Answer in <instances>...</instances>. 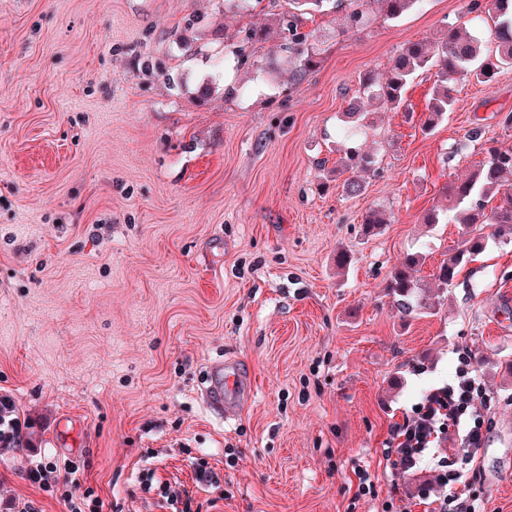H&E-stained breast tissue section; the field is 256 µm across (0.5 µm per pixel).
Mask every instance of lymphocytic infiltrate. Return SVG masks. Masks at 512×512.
<instances>
[{
    "label": "lymphocytic infiltrate",
    "mask_w": 512,
    "mask_h": 512,
    "mask_svg": "<svg viewBox=\"0 0 512 512\" xmlns=\"http://www.w3.org/2000/svg\"><path fill=\"white\" fill-rule=\"evenodd\" d=\"M458 362L451 382L427 391L410 415L391 425L384 453L392 476L401 480L427 464H436L437 494L420 495L427 512H477L465 488L470 472L477 468V450L486 438L482 417L491 407V397L470 353H460ZM446 442L460 445L463 451L459 466L453 469L439 455Z\"/></svg>",
    "instance_id": "f902f5d3"
}]
</instances>
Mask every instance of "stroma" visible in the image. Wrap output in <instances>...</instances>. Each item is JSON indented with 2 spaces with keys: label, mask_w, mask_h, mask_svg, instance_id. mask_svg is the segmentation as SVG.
I'll return each instance as SVG.
<instances>
[{
  "label": "stroma",
  "mask_w": 512,
  "mask_h": 512,
  "mask_svg": "<svg viewBox=\"0 0 512 512\" xmlns=\"http://www.w3.org/2000/svg\"><path fill=\"white\" fill-rule=\"evenodd\" d=\"M468 3L423 0L359 31L342 10L307 17L322 61L296 83L267 66L281 0H0V395L40 434L0 453L6 512H68V493L102 512H171L162 483L192 512H422L384 448L461 347L493 395L468 492L512 512V242L444 289L435 271L461 229L423 222L483 161V140L512 147V67L486 84L452 76L453 109L429 134L433 71L398 110L359 84L451 22L495 56ZM253 27L267 40L246 42ZM352 100L376 160L353 197L335 174ZM477 125L482 141L468 140ZM372 208L390 222L367 238ZM412 251L440 298L431 315L385 294ZM225 359L251 390L231 422L202 397ZM49 463L68 485L28 480ZM361 467L374 491L357 500Z\"/></svg>",
  "instance_id": "35a3bbf8"
}]
</instances>
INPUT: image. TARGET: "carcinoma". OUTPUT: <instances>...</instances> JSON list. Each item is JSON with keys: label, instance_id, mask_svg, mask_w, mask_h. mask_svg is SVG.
I'll use <instances>...</instances> for the list:
<instances>
[{"label": "carcinoma", "instance_id": "carcinoma-1", "mask_svg": "<svg viewBox=\"0 0 512 512\" xmlns=\"http://www.w3.org/2000/svg\"><path fill=\"white\" fill-rule=\"evenodd\" d=\"M421 0H288V11L280 14L276 25L288 40L293 55L292 78L300 81L315 69L319 53L313 34L299 31L301 17L323 13L340 4L347 11L351 28L366 26L371 15L398 19L418 6ZM491 11L494 38L498 43L497 57L485 55L481 39L462 28L451 25L438 42H410L392 61L385 79L379 81L371 73L360 78L363 90L371 93L379 107L398 109L404 102V92L416 75L430 66L436 68V81L428 102V115L422 129L432 131L448 117L454 98L448 87V75L462 74L479 83L492 81L503 65L512 64V0H470L468 12ZM344 157L336 174L345 176L343 190L357 196L365 190L361 174L373 170V156L351 144L344 148ZM486 158L472 174L446 187L448 212L461 225L462 235L456 247L448 252L436 272L444 286L454 283L461 271L482 253L490 239L512 237V148H504L495 140L486 141ZM389 223L384 211L365 212L361 228L364 236L379 234ZM423 254L408 253L395 263L386 281L385 290L404 315L430 314L437 302L427 295L414 277L424 264ZM39 434L33 426L20 420L14 405L0 396V450L33 448Z\"/></svg>", "mask_w": 512, "mask_h": 512}]
</instances>
